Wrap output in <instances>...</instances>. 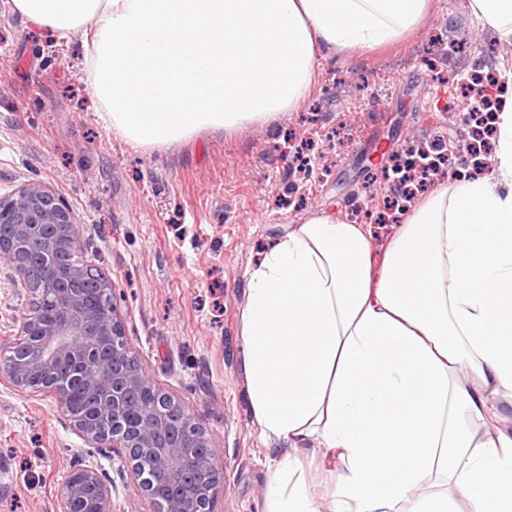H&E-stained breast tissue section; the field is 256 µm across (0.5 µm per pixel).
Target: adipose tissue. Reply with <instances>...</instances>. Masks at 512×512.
<instances>
[{
  "mask_svg": "<svg viewBox=\"0 0 512 512\" xmlns=\"http://www.w3.org/2000/svg\"><path fill=\"white\" fill-rule=\"evenodd\" d=\"M58 40L82 33L98 118L166 147L293 111L319 55L400 40L431 0H13ZM512 43V0H468ZM489 175L438 184L383 252L321 213L247 272V396L262 440L284 442L264 512H512V72ZM337 453L309 489L297 442ZM452 492H444L443 484Z\"/></svg>",
  "mask_w": 512,
  "mask_h": 512,
  "instance_id": "1",
  "label": "adipose tissue"
}]
</instances>
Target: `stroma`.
Here are the masks:
<instances>
[{
    "mask_svg": "<svg viewBox=\"0 0 512 512\" xmlns=\"http://www.w3.org/2000/svg\"><path fill=\"white\" fill-rule=\"evenodd\" d=\"M468 0H433L399 43L318 58L298 109L275 122L208 131L143 150L99 121L79 39L57 42L0 0V195L40 183L75 214L82 256L113 284L125 339L163 391L206 431L224 481L214 512H263L273 450L259 438L245 393L241 308L246 272L308 214L382 211L391 192L375 163L424 142L456 147L452 178L472 165L458 80L512 61ZM464 42L465 52L441 50ZM319 159L299 177L290 146ZM32 296L0 259V347L10 345ZM98 466L114 512H148L123 449L92 448L51 393L20 392L0 377V512H56L68 472Z\"/></svg>",
    "mask_w": 512,
    "mask_h": 512,
    "instance_id": "stroma-1",
    "label": "stroma"
}]
</instances>
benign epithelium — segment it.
I'll use <instances>...</instances> for the list:
<instances>
[{
  "instance_id": "1",
  "label": "benign epithelium",
  "mask_w": 512,
  "mask_h": 512,
  "mask_svg": "<svg viewBox=\"0 0 512 512\" xmlns=\"http://www.w3.org/2000/svg\"><path fill=\"white\" fill-rule=\"evenodd\" d=\"M72 211L38 183L0 197V253L19 279L37 261L43 276L38 309L20 325L22 353L9 355L5 377L19 391L69 397V385L99 403L72 414L92 448H122L158 512H212L218 484L194 482L188 471L218 472L204 429L163 393L124 339L112 282L79 259ZM112 481L90 466L68 475L57 512H112Z\"/></svg>"
}]
</instances>
